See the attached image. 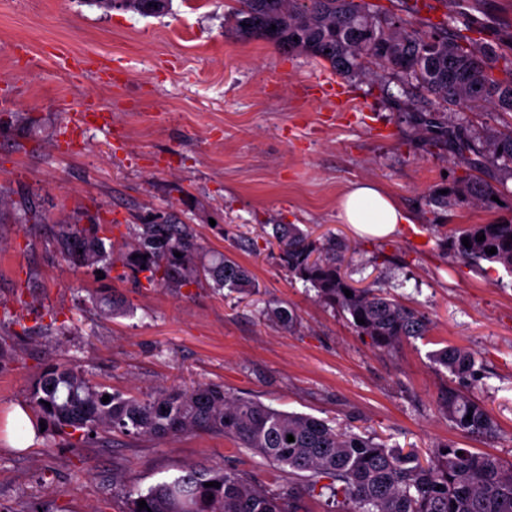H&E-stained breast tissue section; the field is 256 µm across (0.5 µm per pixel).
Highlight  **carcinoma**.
I'll list each match as a JSON object with an SVG mask.
<instances>
[{
	"instance_id": "1",
	"label": "carcinoma",
	"mask_w": 512,
	"mask_h": 512,
	"mask_svg": "<svg viewBox=\"0 0 512 512\" xmlns=\"http://www.w3.org/2000/svg\"><path fill=\"white\" fill-rule=\"evenodd\" d=\"M91 2L105 10L118 8L142 16L150 10V0H123L120 6L114 0ZM233 2V28L243 38L266 41L285 52H304L329 64L343 78L366 76L376 67L390 69L444 108L461 102L472 109L493 108L503 123L479 141L461 127L448 128L433 112H422L418 118L435 131V142L444 141L460 154L473 155L471 173L448 183V193H436L432 202L442 207L498 206L492 200L499 196L498 189L481 173L490 160L512 175V56L495 43L475 38L481 33L479 27L461 30L447 19L419 31L380 12L368 0ZM271 22L277 29L275 39L266 34ZM41 221L34 203L14 213L18 224ZM109 232L94 224L88 228L60 224L56 244L74 265L95 266L110 259ZM481 233L485 240L479 242L476 236ZM465 237L470 241L468 248L462 244ZM446 238L461 261L486 260L512 271V217L451 229ZM266 242L277 248L279 261L290 273L310 284L319 302L348 314L357 333L370 338L375 347L392 350L428 335L429 319L423 312L382 288L356 286L343 271L344 256L336 253V243L319 242L295 224L271 225ZM491 247L497 253L485 252ZM122 265L134 274L145 273L153 287L183 288L209 279L213 288L230 295L259 292L244 266L221 254L205 258L192 225L168 219L139 225ZM346 289L352 296L344 294ZM266 315L288 329L298 321L294 309L278 304L266 305ZM361 318L364 323H357ZM428 358L462 381L476 375V357L466 347L446 345L430 351ZM106 394L110 401L104 403ZM30 407L38 420L55 431H79L86 440L92 433L165 440L184 433L220 432L274 469H288V486L265 489L234 466L203 473L188 465L146 492L129 496L126 512H307L303 508L307 498L322 502L324 512H512L511 461L448 441L436 445L423 462L412 450L229 394L218 384L163 390L142 399L109 393L77 368L52 363L33 383ZM439 407L464 434L479 436L494 429L488 411L464 391H445ZM289 434L294 441H287ZM207 482L220 487H207ZM141 500L147 504L142 510Z\"/></svg>"
}]
</instances>
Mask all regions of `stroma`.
<instances>
[{
	"mask_svg": "<svg viewBox=\"0 0 512 512\" xmlns=\"http://www.w3.org/2000/svg\"><path fill=\"white\" fill-rule=\"evenodd\" d=\"M372 2L425 30L446 16H475L489 41L512 49V0H436L425 13L415 0ZM230 6L171 0L164 14L145 17L87 0H0V193L6 211L27 198L45 214L41 224H0V512H125L131 493L188 465L233 462L261 485L288 482L213 432L103 443L48 428L29 449L12 448L6 416L28 406L52 360L112 392L147 398L220 384L391 446L425 452L454 441L512 461V273L464 264L443 235L512 215V179L486 168L500 188L497 208L431 204L468 168L467 157L415 125L413 113L431 104L381 70L347 80L351 110L329 111L314 88L335 81L329 66L238 38ZM59 45L109 59V74L62 70ZM88 100L111 112V125L77 126ZM362 180L395 196L410 223L381 239L344 223L340 199ZM167 216L193 225L205 253L247 267L257 300L237 301L208 282L154 288L141 276L100 277L54 244L58 222L108 224L117 261L139 225ZM265 224L335 238L355 283H379L429 316L427 339L374 347L281 265ZM112 298L129 314L104 315L98 303ZM270 302L296 310L294 330L268 319ZM436 343L476 354L484 376L468 390L495 420L493 433L463 434L442 415L440 394L459 381L430 366Z\"/></svg>",
	"mask_w": 512,
	"mask_h": 512,
	"instance_id": "obj_1",
	"label": "stroma"
}]
</instances>
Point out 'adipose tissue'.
<instances>
[{
  "label": "adipose tissue",
  "mask_w": 512,
  "mask_h": 512,
  "mask_svg": "<svg viewBox=\"0 0 512 512\" xmlns=\"http://www.w3.org/2000/svg\"><path fill=\"white\" fill-rule=\"evenodd\" d=\"M340 217L361 234L385 237L398 226L409 223L410 216L401 204L370 181L351 185L340 201Z\"/></svg>",
  "instance_id": "adipose-tissue-1"
}]
</instances>
